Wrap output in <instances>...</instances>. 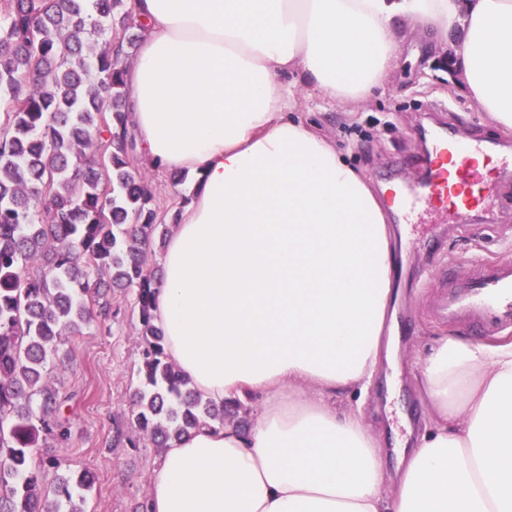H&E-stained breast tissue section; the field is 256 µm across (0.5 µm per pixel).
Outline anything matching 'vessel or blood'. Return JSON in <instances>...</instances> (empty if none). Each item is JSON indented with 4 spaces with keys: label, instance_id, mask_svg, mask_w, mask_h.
Segmentation results:
<instances>
[{
    "label": "vessel or blood",
    "instance_id": "1",
    "mask_svg": "<svg viewBox=\"0 0 512 512\" xmlns=\"http://www.w3.org/2000/svg\"><path fill=\"white\" fill-rule=\"evenodd\" d=\"M426 154L420 182L403 187L398 198L404 221L424 223L431 215L444 222L483 206L492 194L479 169L480 162L494 164L512 175V145L487 137L459 136L452 124L436 123L424 131ZM432 316L448 325L466 324L478 335L492 336L512 328V259L480 263L460 270L449 266L439 277Z\"/></svg>",
    "mask_w": 512,
    "mask_h": 512
}]
</instances>
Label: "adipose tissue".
Listing matches in <instances>:
<instances>
[{
  "mask_svg": "<svg viewBox=\"0 0 512 512\" xmlns=\"http://www.w3.org/2000/svg\"><path fill=\"white\" fill-rule=\"evenodd\" d=\"M135 15L125 93L142 154L193 179L155 320L204 398L250 410L248 429L206 425L163 450L149 512H512V343L437 342L418 383L429 422L396 469L337 408L392 350V230L294 116L303 87L366 100L419 27L512 129V0H136Z\"/></svg>",
  "mask_w": 512,
  "mask_h": 512,
  "instance_id": "ef3b65f1",
  "label": "adipose tissue"
}]
</instances>
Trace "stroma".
<instances>
[{
	"label": "stroma",
	"instance_id": "stroma-1",
	"mask_svg": "<svg viewBox=\"0 0 512 512\" xmlns=\"http://www.w3.org/2000/svg\"><path fill=\"white\" fill-rule=\"evenodd\" d=\"M426 33H417L397 51L395 70L384 87L360 105H338L318 95L301 94L297 113L328 138L347 163L373 187H392L417 180L414 155L421 153L424 109L445 101L458 111L464 133L512 139V129L496 125L463 90L453 67L447 66ZM144 173L159 211L180 209L190 195L191 181L175 183L172 176L152 167ZM472 236L456 231L442 235L437 248H429L423 224L405 225L397 243L396 274L400 279L392 310L397 340L394 364H381L371 386L346 402L364 420L380 425L388 443L413 444L419 424L409 423V411H421L416 390L422 358L444 336L464 340L474 334L466 327H449L428 315V286L448 261L468 268L477 258L505 257L502 243L476 217ZM136 292L128 290L119 301L117 319L97 318L80 335L63 337L53 354L49 385L73 394L68 410L73 422L71 441L56 449L59 471L45 474L53 487L57 472H92L94 481L85 494L83 512H134L148 491V475L159 459V449L113 446L116 430L128 427L131 395L140 383V338L137 333Z\"/></svg>",
	"mask_w": 512,
	"mask_h": 512
}]
</instances>
